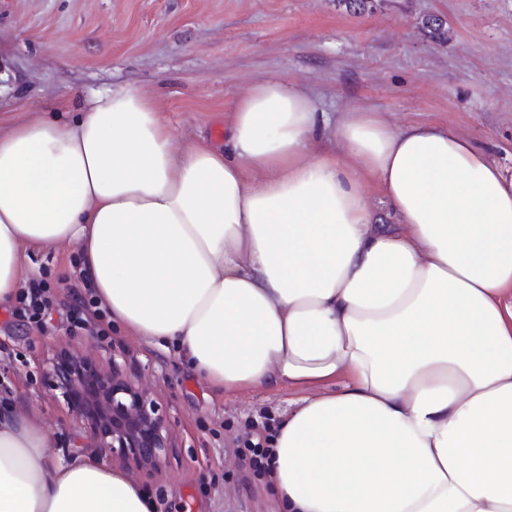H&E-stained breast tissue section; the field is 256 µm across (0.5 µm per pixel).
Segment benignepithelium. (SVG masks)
<instances>
[{
  "mask_svg": "<svg viewBox=\"0 0 512 512\" xmlns=\"http://www.w3.org/2000/svg\"><path fill=\"white\" fill-rule=\"evenodd\" d=\"M36 370L49 395L81 421L87 447L109 449L112 460L144 476L165 464L170 417L124 351L110 349L100 362L86 350L66 349Z\"/></svg>",
  "mask_w": 512,
  "mask_h": 512,
  "instance_id": "7a95c632",
  "label": "benign epithelium"
}]
</instances>
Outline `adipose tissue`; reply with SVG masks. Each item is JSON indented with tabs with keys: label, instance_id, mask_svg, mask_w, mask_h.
<instances>
[{
	"label": "adipose tissue",
	"instance_id": "ef3b65f1",
	"mask_svg": "<svg viewBox=\"0 0 512 512\" xmlns=\"http://www.w3.org/2000/svg\"><path fill=\"white\" fill-rule=\"evenodd\" d=\"M69 110L0 118V308L29 252L73 244L110 318L214 388L319 387L273 439L283 512H512V174L452 127L281 82L220 147L179 145L134 89ZM48 446L0 412V512H153Z\"/></svg>",
	"mask_w": 512,
	"mask_h": 512
}]
</instances>
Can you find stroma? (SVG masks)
<instances>
[{"label": "stroma", "mask_w": 512, "mask_h": 512, "mask_svg": "<svg viewBox=\"0 0 512 512\" xmlns=\"http://www.w3.org/2000/svg\"><path fill=\"white\" fill-rule=\"evenodd\" d=\"M429 15L445 18L447 40L422 30ZM264 81L308 88L333 116L452 126L512 172V0H377L362 14L336 0H0V113L50 112L62 100L79 112L132 88L179 142L220 146L225 110ZM29 265L54 305L39 324L0 309V408L33 411L65 459L84 430L40 389L37 360L124 348L172 421L173 454L138 482L155 512H273L237 438L281 421L303 390H216L175 351L91 317L73 246L33 251Z\"/></svg>", "instance_id": "35a3bbf8"}]
</instances>
